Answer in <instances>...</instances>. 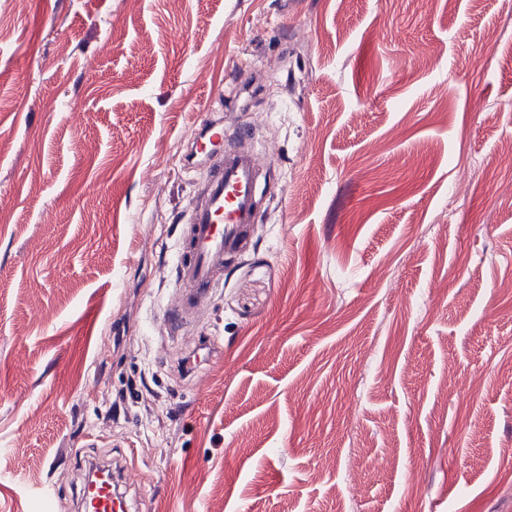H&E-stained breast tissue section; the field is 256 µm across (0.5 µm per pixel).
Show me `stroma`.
I'll list each match as a JSON object with an SVG mask.
<instances>
[{
	"instance_id": "1",
	"label": "stroma",
	"mask_w": 512,
	"mask_h": 512,
	"mask_svg": "<svg viewBox=\"0 0 512 512\" xmlns=\"http://www.w3.org/2000/svg\"><path fill=\"white\" fill-rule=\"evenodd\" d=\"M211 112L271 187L174 330ZM511 140L512 0H0V512H512ZM105 478L84 484L81 497L83 512H125L124 504L112 491V471L104 474Z\"/></svg>"
}]
</instances>
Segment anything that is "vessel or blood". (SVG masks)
<instances>
[{
    "label": "vessel or blood",
    "mask_w": 512,
    "mask_h": 512,
    "mask_svg": "<svg viewBox=\"0 0 512 512\" xmlns=\"http://www.w3.org/2000/svg\"><path fill=\"white\" fill-rule=\"evenodd\" d=\"M194 143L207 168L197 199L183 217V249L176 266V285L185 296L177 315L181 323L209 302L212 288L224 278L226 258L248 246L258 188L268 174L257 153L227 148L223 120L205 119ZM81 502L82 512H125L108 477L85 484Z\"/></svg>",
    "instance_id": "b4317fda"
}]
</instances>
